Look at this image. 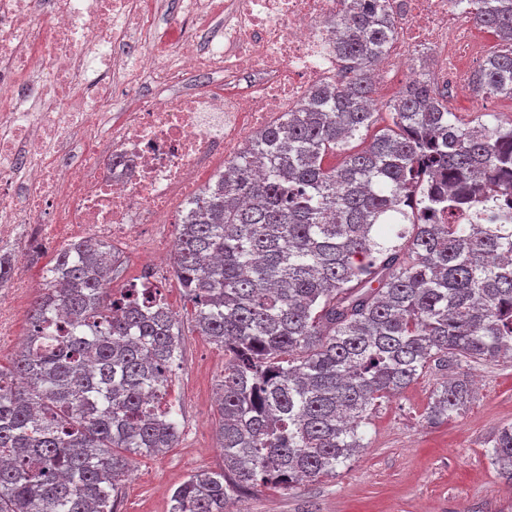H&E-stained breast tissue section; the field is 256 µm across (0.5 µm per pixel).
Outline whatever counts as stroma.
Here are the masks:
<instances>
[{
    "label": "stroma",
    "instance_id": "obj_1",
    "mask_svg": "<svg viewBox=\"0 0 512 512\" xmlns=\"http://www.w3.org/2000/svg\"><path fill=\"white\" fill-rule=\"evenodd\" d=\"M161 292L183 332L169 390L182 410L181 436L165 454L136 458L118 512H168L174 489L192 471L224 466L215 402L224 349L192 333L190 304L175 277ZM456 372L452 365L431 367L383 400L361 429L364 449L335 475L288 489L254 488L235 494L232 506L242 512H512V484L487 458L499 429L512 424V357L474 365V395L466 408L448 421L428 423L435 390Z\"/></svg>",
    "mask_w": 512,
    "mask_h": 512
}]
</instances>
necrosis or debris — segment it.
I'll return each mask as SVG.
<instances>
[{
	"instance_id": "4bbe7bcc",
	"label": "necrosis or debris",
	"mask_w": 512,
	"mask_h": 512,
	"mask_svg": "<svg viewBox=\"0 0 512 512\" xmlns=\"http://www.w3.org/2000/svg\"><path fill=\"white\" fill-rule=\"evenodd\" d=\"M347 0H181L187 28L160 26L161 0H0V244L20 225L66 245L129 244L143 279L159 283L171 259L150 234L179 224L177 198L193 195L216 156L344 79L328 26ZM400 36L371 72L374 101L429 51L435 87L465 96L484 34L455 0H402ZM219 29L201 48L197 34ZM206 75L221 92L197 93ZM21 276L0 300V339H16Z\"/></svg>"
}]
</instances>
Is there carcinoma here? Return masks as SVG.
I'll return each instance as SVG.
<instances>
[{
    "label": "carcinoma",
    "mask_w": 512,
    "mask_h": 512,
    "mask_svg": "<svg viewBox=\"0 0 512 512\" xmlns=\"http://www.w3.org/2000/svg\"><path fill=\"white\" fill-rule=\"evenodd\" d=\"M497 38L473 79L512 99V0H470ZM350 80L249 137L191 198L173 273L192 330L224 347L220 472L198 470L168 512H225L231 495L336 474L372 410L433 362L512 355V117L464 122L426 80L373 110L370 70L396 34L378 0L331 21ZM386 111L388 123L361 150ZM340 164L323 165L327 155ZM107 242L51 261L24 350L0 365V512H115L135 458L180 437L168 400L182 330L156 288H109ZM467 377L434 394L439 423ZM492 464L512 482V424Z\"/></svg>",
    "instance_id": "carcinoma-1"
}]
</instances>
